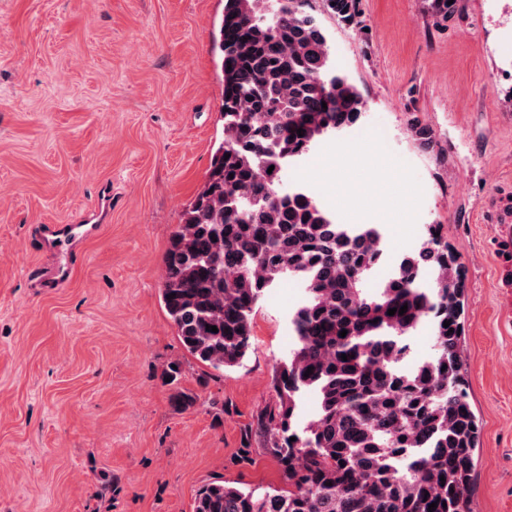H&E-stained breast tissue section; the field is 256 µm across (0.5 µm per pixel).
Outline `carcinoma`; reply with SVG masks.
Segmentation results:
<instances>
[{"label": "carcinoma", "mask_w": 512, "mask_h": 512, "mask_svg": "<svg viewBox=\"0 0 512 512\" xmlns=\"http://www.w3.org/2000/svg\"><path fill=\"white\" fill-rule=\"evenodd\" d=\"M320 12L356 24L358 0H225L224 142L169 240L162 301L188 355L221 371L251 350L267 292L293 280L303 295L274 369L277 402L243 436H259L285 487L207 482L193 512H428L434 502V512H472L480 426L460 355L466 280L441 225H428L395 279L370 288L384 248L377 228L340 229L309 196L280 187L285 163L365 106L332 69ZM424 323L435 353L405 369L401 340ZM309 394L318 409L303 420ZM196 401L172 394L179 411Z\"/></svg>", "instance_id": "cac0c4a2"}]
</instances>
